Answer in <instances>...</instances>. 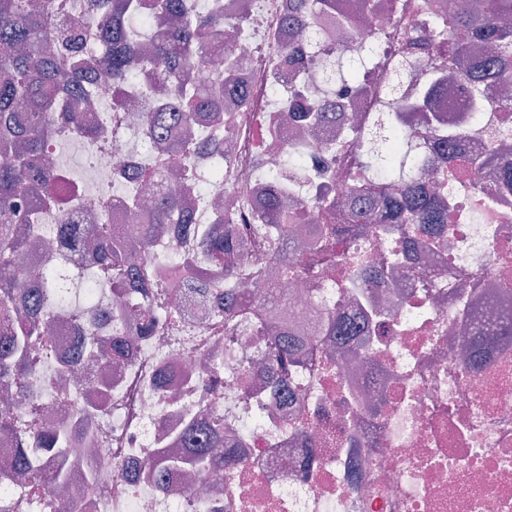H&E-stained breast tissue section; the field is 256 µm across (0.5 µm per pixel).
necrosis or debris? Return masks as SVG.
<instances>
[{"label": "necrosis or debris", "mask_w": 512, "mask_h": 512, "mask_svg": "<svg viewBox=\"0 0 512 512\" xmlns=\"http://www.w3.org/2000/svg\"><path fill=\"white\" fill-rule=\"evenodd\" d=\"M245 3L252 26L236 53L249 99L224 101L219 173H211L209 158L193 160L197 179L216 181L222 198L219 209L197 208L195 224L212 227L220 210L247 226L241 264L230 283L200 290L187 276L175 285L159 277L164 257L201 258L198 235L171 228L139 251L138 265L153 276L155 331L139 332L117 290L103 320L85 324L89 341L131 340L130 359L118 364L65 371L74 325L65 314L48 316L56 342L17 408L20 428L66 424L79 440L65 455L38 454L39 473L69 472L82 487L77 512H512V336L502 338L495 358H473L470 347L478 322L498 325L504 308L512 309V180L497 177L499 147L512 143V107L496 86L483 111L459 84L440 88L426 113L458 132L460 152L477 159L464 172L443 163L423 177L446 197L447 223L425 233L373 220L354 224L347 198L368 176L355 163L352 133L403 112L429 72L447 67V53L426 40L448 0H368L366 23L343 41L288 27L289 0H190L228 18ZM280 42L333 47L349 57L375 46L376 67L336 99L347 118L343 135L317 126L294 137L295 82L270 56ZM153 98L146 81L128 91L111 143L92 154L98 181L135 168L136 182L109 192L80 188L72 223L119 224L132 241L129 229L144 213L126 207L127 191L161 193L160 174L183 165V157L157 156L149 142L129 138L141 131ZM287 150L306 158L304 173L284 175L299 198L324 188L344 201L331 220L306 227L327 237L317 260L292 235L271 239L252 227L267 178ZM278 253L293 259L294 277H270ZM229 291L254 303L228 321L215 305ZM260 313L292 324L353 313L365 318L370 344L306 337L280 385H269L261 355L275 339L257 327ZM103 390L104 413L70 419L75 398ZM203 418L223 423L224 445L236 449L238 462L202 474L172 470L158 484L161 431L175 436ZM92 469L97 479L84 485Z\"/></svg>", "instance_id": "obj_1"}]
</instances>
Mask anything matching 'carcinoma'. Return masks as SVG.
<instances>
[{"label": "carcinoma", "instance_id": "obj_1", "mask_svg": "<svg viewBox=\"0 0 512 512\" xmlns=\"http://www.w3.org/2000/svg\"><path fill=\"white\" fill-rule=\"evenodd\" d=\"M66 9L64 0H0V379L19 385V391L35 371L34 356L52 348L53 337L40 320L42 313L68 311L77 324L87 315L85 309L72 307L74 280L51 266L40 275L22 282L17 274L18 258L24 253L39 223L55 208L51 193L58 164L50 157L49 147L57 144L56 135L65 128L79 127L80 112L91 104L96 94L79 83V78L96 70L93 56L81 50L83 34L63 33L52 17ZM89 22L106 47L112 66L114 83L135 85L140 75L160 85H168L170 77L197 64L212 69L214 85L181 87L180 109L167 111L166 104L147 116L143 136L162 152L193 156L223 154V140L216 134L201 140L191 133L194 119L203 109L214 111L216 121L224 102L225 89L238 84L239 61L233 53V42L226 37L231 22L211 12L192 11L186 0H86ZM512 14V0H482L470 12L448 13L432 31L433 40L448 51V59L461 57L471 39L480 38L488 45V62L475 72L434 71L422 87L418 99L408 106L410 111L422 109L423 100L451 80L467 89L475 104L485 97L490 82L512 79V25L505 17ZM351 26V6L340 0H300L299 11L288 18V25L308 29L319 23ZM274 64L299 75L313 62L288 47L272 50ZM331 79H339L344 88L356 85L361 67L356 62L330 66ZM300 120L299 131L330 121L331 113L323 106L305 103L299 94L292 106ZM402 113L385 115L375 132L359 133L354 140L358 164L365 172L386 175L402 182L404 201L391 196L380 200L384 218L390 224H445L448 202L430 192L415 178L413 166L428 169L435 159L422 156L417 144L400 129ZM112 137V124L100 125L86 132L88 149L92 150ZM210 188L196 183L189 174L173 192L155 197L148 223L136 227V239L147 248L167 224H180L193 230V212L207 200ZM288 186L275 181L268 186L264 206L258 220L270 230L288 232L290 198ZM336 197L320 192L314 197V208L329 216L334 214ZM244 233L240 224H226L224 230L197 231L207 269L201 282L224 278L238 261V238ZM57 240L63 249L85 251L102 267L111 281L87 280L82 288L89 305L101 298L107 287L130 285L143 290L151 276L132 264L131 254L113 244L112 225L102 224L97 236L79 224H61ZM127 314L137 321L143 333H150L156 321L150 307L140 302L126 304ZM106 362L125 360L127 344L109 341L103 346ZM294 346L288 340L279 342L269 353V370L285 372L292 363ZM15 410L0 409V433L16 431ZM215 430L190 424L180 436L181 451L162 459L157 470L164 476L169 469L191 464L199 472L209 468ZM34 447L45 452H59L72 443V434L64 428L42 429L33 436ZM9 471L39 487L40 476L33 469L28 444L20 441L9 460ZM68 474L56 473L53 486L62 487V500L52 505L53 512H74L65 501L70 493Z\"/></svg>", "mask_w": 512, "mask_h": 512}]
</instances>
